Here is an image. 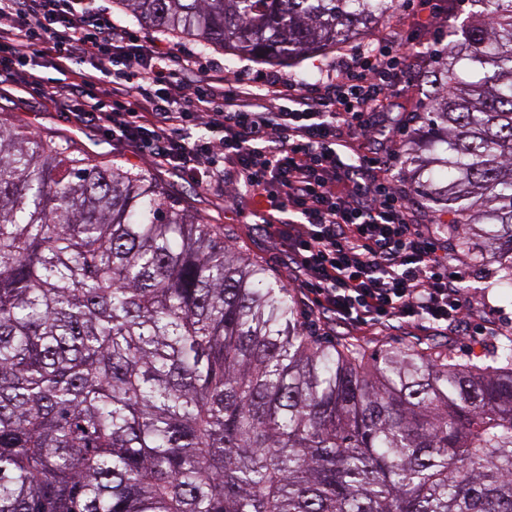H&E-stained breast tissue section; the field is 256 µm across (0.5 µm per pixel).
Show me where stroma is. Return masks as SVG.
Returning <instances> with one entry per match:
<instances>
[{
    "label": "stroma",
    "mask_w": 512,
    "mask_h": 512,
    "mask_svg": "<svg viewBox=\"0 0 512 512\" xmlns=\"http://www.w3.org/2000/svg\"><path fill=\"white\" fill-rule=\"evenodd\" d=\"M441 13L431 32L422 31L413 12L397 8L387 18L371 22L363 34L356 35L337 44L336 48L323 53L310 54L292 63L248 61L247 57H232L223 50L200 51L191 36L177 40L182 50L200 56L207 64L211 75L233 76L242 66L252 70L276 71L294 77L303 84L321 81L325 69L338 64L348 48L356 45L369 46L385 32L402 30L412 33L416 41L425 42L431 53V69H439L446 53V33L450 24H461L469 15L468 0H437ZM418 89L413 95L397 93L391 105L382 115L381 123L371 136L372 147L379 156L387 153H402L405 143H390L387 134L399 121L406 120L412 131H419V116L427 110V76L418 74ZM0 118L6 124L21 125L40 136H54L71 141L76 155H85L104 164H114L134 173L149 174L174 201L177 208L201 216L207 223L223 226L229 243L262 262L273 279L289 284L292 267L288 254L282 250L274 237L253 217L246 206L238 187V177L233 168H226L221 185L202 189L181 178L174 171L159 164L149 155L133 151L125 143L112 139L96 126L76 125L68 121L62 112L48 105L38 90L27 89L13 81L0 83ZM452 269L462 273L469 288L465 293L469 319L459 330L453 331L451 339L456 355L468 359L483 354L494 345L500 336L512 335V289L488 287L482 267L464 258L451 260ZM301 303L303 317L315 333L324 339L333 340L354 336L368 341L370 345L398 344L403 340L423 337L424 332L415 327L401 326L386 331L351 329L345 325L320 318L307 289L295 291Z\"/></svg>",
    "instance_id": "35a3bbf8"
}]
</instances>
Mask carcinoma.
<instances>
[{"label": "carcinoma", "mask_w": 512, "mask_h": 512, "mask_svg": "<svg viewBox=\"0 0 512 512\" xmlns=\"http://www.w3.org/2000/svg\"><path fill=\"white\" fill-rule=\"evenodd\" d=\"M272 61L397 0H121ZM430 80L448 250L512 288V0H470ZM0 512H512V337L326 342L152 179L0 125Z\"/></svg>", "instance_id": "cac0c4a2"}]
</instances>
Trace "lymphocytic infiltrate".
Masks as SVG:
<instances>
[{
  "mask_svg": "<svg viewBox=\"0 0 512 512\" xmlns=\"http://www.w3.org/2000/svg\"><path fill=\"white\" fill-rule=\"evenodd\" d=\"M387 35L321 89L276 72L217 85L195 57L112 17L109 0H0V78L35 84L61 112L104 129L197 186L234 164L255 217L285 248L321 314L345 325H463L448 248L413 220L383 161L356 150L423 54ZM48 58L54 76L31 72Z\"/></svg>",
  "mask_w": 512,
  "mask_h": 512,
  "instance_id": "f902f5d3",
  "label": "lymphocytic infiltrate"
}]
</instances>
